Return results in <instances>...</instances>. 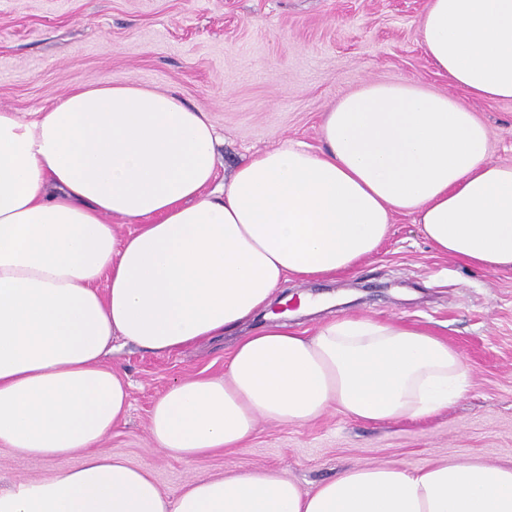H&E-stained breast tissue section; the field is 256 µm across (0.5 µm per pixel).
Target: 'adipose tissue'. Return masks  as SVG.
I'll return each mask as SVG.
<instances>
[{"instance_id":"ef3b65f1","label":"adipose tissue","mask_w":512,"mask_h":512,"mask_svg":"<svg viewBox=\"0 0 512 512\" xmlns=\"http://www.w3.org/2000/svg\"><path fill=\"white\" fill-rule=\"evenodd\" d=\"M420 34L449 83L512 100V0H429ZM321 133L324 150L285 143L219 186L210 115L174 93L76 84L27 117L0 109V446L82 458L0 491V512H512V465L478 459L354 467L311 489L256 470L169 496L100 452L129 408L113 340L171 353L262 309L223 376L154 402L159 451L190 461L241 447L258 420L301 424L332 406L419 418L465 393L461 356L428 331L343 317L307 336L270 307L288 279L374 254L397 213L440 254L512 269V165L490 158L474 112L410 82L344 96Z\"/></svg>"}]
</instances>
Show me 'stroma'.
Returning <instances> with one entry per match:
<instances>
[{"label":"stroma","mask_w":512,"mask_h":512,"mask_svg":"<svg viewBox=\"0 0 512 512\" xmlns=\"http://www.w3.org/2000/svg\"><path fill=\"white\" fill-rule=\"evenodd\" d=\"M428 0H0V109L53 106L76 83H134L175 92L209 112L216 180L285 142L319 151L325 112L371 81L412 82L468 106L489 130L491 159L512 164V101L475 99L432 66L419 20ZM322 296L292 317L307 333L341 317L401 321L448 342L469 370L448 407L379 423L330 409L303 424L259 420L239 448L185 461L154 449L153 402L176 381L220 376L234 339L156 355L118 345L107 362L129 385L130 409L104 453L149 469L175 494L203 476L271 469L310 489L366 465L420 467L477 458L512 464V270L486 272L436 253L413 216L395 215L377 252L353 270L289 280ZM0 447V490L80 465Z\"/></svg>","instance_id":"35a3bbf8"}]
</instances>
